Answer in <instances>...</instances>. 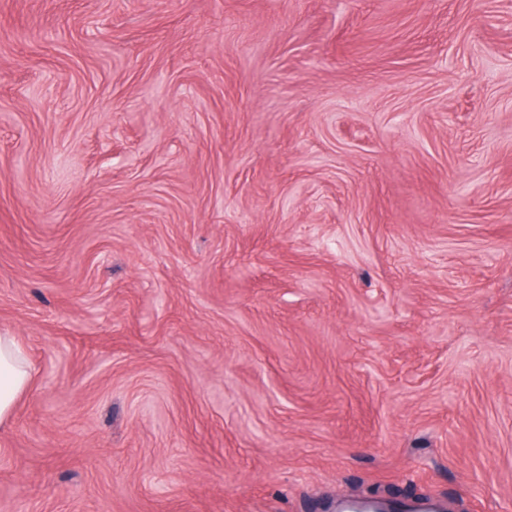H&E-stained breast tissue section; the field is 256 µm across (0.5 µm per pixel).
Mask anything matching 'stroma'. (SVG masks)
<instances>
[{"label": "stroma", "instance_id": "obj_1", "mask_svg": "<svg viewBox=\"0 0 512 512\" xmlns=\"http://www.w3.org/2000/svg\"><path fill=\"white\" fill-rule=\"evenodd\" d=\"M0 512H512V0H0ZM32 372L15 336L0 333V423L12 419L18 398L30 387Z\"/></svg>", "mask_w": 512, "mask_h": 512}]
</instances>
